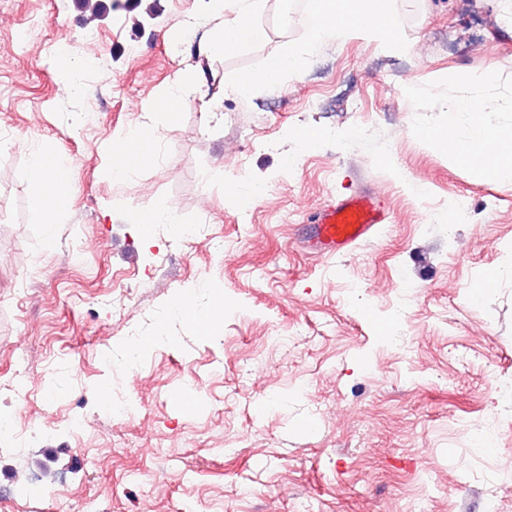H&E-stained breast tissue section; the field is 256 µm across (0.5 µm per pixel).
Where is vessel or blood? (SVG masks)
Returning <instances> with one entry per match:
<instances>
[{"label":"vessel or blood","mask_w":512,"mask_h":512,"mask_svg":"<svg viewBox=\"0 0 512 512\" xmlns=\"http://www.w3.org/2000/svg\"><path fill=\"white\" fill-rule=\"evenodd\" d=\"M386 220L374 194L364 191L323 208L314 219L310 249L328 253H347L374 236Z\"/></svg>","instance_id":"obj_1"}]
</instances>
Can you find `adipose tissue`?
Returning a JSON list of instances; mask_svg holds the SVG:
<instances>
[{
    "label": "adipose tissue",
    "mask_w": 512,
    "mask_h": 512,
    "mask_svg": "<svg viewBox=\"0 0 512 512\" xmlns=\"http://www.w3.org/2000/svg\"><path fill=\"white\" fill-rule=\"evenodd\" d=\"M384 0H315L314 12L319 18L316 26L306 32L308 44L327 40H343L355 33H363L390 49L400 48L402 42L387 15ZM264 8V0H210L208 14L194 17V24L206 22L208 16H223L232 12L222 30L204 47L206 58L222 57L224 52L247 43L262 41L266 33L258 25L257 17ZM303 64L299 50L283 46L269 57L262 69L241 75L231 90L239 96H248L258 88L273 87L288 75L297 73ZM448 112H467L474 119L469 136H460L456 123H448L425 129L423 138L440 151L477 166L488 177L512 175V131L488 125L480 121V102L471 100L453 102ZM160 141V130L150 122L137 123L124 137L113 141L109 159L115 167L114 174L124 178L136 172L146 161L155 160ZM139 144L145 151L136 163L119 165L132 144ZM75 179L73 168L61 165L50 146L33 154L27 169L30 200L40 223L57 221L60 205L69 196Z\"/></svg>",
    "instance_id": "1"
}]
</instances>
